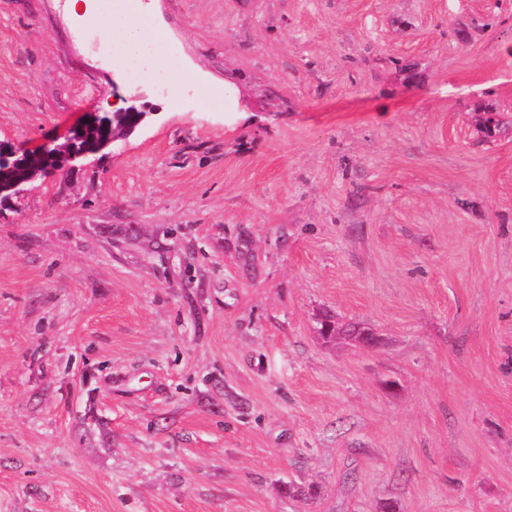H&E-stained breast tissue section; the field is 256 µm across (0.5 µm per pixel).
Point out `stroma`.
Segmentation results:
<instances>
[{
	"label": "stroma",
	"instance_id": "35a3bbf8",
	"mask_svg": "<svg viewBox=\"0 0 512 512\" xmlns=\"http://www.w3.org/2000/svg\"><path fill=\"white\" fill-rule=\"evenodd\" d=\"M141 3L0 0V141L148 113L0 204V512H512V0ZM101 31L112 37L113 31L120 32V42L114 47L120 52L136 54L139 53L150 40H153L154 34L150 21L142 16L136 15L130 10L126 13L121 10L116 15L102 17L99 21ZM151 46L147 45L143 54L139 57L127 55L114 56L112 61L133 80L146 79L148 68V57Z\"/></svg>",
	"mask_w": 512,
	"mask_h": 512
}]
</instances>
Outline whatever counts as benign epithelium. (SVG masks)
<instances>
[{
  "label": "benign epithelium",
  "mask_w": 512,
  "mask_h": 512,
  "mask_svg": "<svg viewBox=\"0 0 512 512\" xmlns=\"http://www.w3.org/2000/svg\"><path fill=\"white\" fill-rule=\"evenodd\" d=\"M100 119L79 127L67 138L69 147L46 143L37 150L4 144L0 142V174L10 173L12 177H0V197L11 198L24 191V186L39 174L53 175L65 166L74 167L84 158L97 154L116 142L108 136L87 139L80 133L87 127H98Z\"/></svg>",
  "instance_id": "benign-epithelium-1"
}]
</instances>
